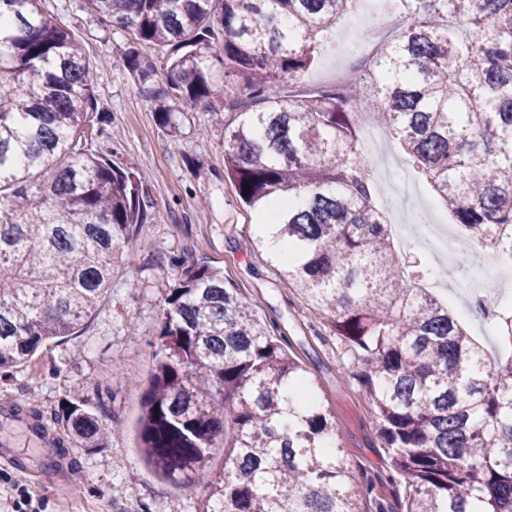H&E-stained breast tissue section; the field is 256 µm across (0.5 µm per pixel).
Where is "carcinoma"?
<instances>
[{"label": "carcinoma", "instance_id": "1", "mask_svg": "<svg viewBox=\"0 0 512 512\" xmlns=\"http://www.w3.org/2000/svg\"><path fill=\"white\" fill-rule=\"evenodd\" d=\"M42 0H0V371L71 335L97 308L137 228L145 176L86 124L96 72ZM358 0H88L128 30L126 68L150 87L148 45L167 47L152 93L164 129L202 106L224 123V174L255 243L354 354L376 428L405 484V512H512V356L489 361L398 254L358 130L378 124L452 222L512 259V0H387L400 25L348 82L298 85ZM224 71V84L212 70ZM249 185L243 194V184ZM138 437L170 480L198 477V512H360L335 424L281 341L208 264L167 288ZM512 346V305L493 314ZM39 442L26 404L7 408ZM67 434L105 448L103 409L75 397ZM224 442V466L207 469Z\"/></svg>", "mask_w": 512, "mask_h": 512}]
</instances>
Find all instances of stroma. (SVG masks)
Segmentation results:
<instances>
[{
  "mask_svg": "<svg viewBox=\"0 0 512 512\" xmlns=\"http://www.w3.org/2000/svg\"><path fill=\"white\" fill-rule=\"evenodd\" d=\"M43 9L72 35L80 53L97 73L94 94L106 113L101 145L116 150L120 162L145 175L148 219L140 225L112 273V286L91 318L70 336L45 344L9 375L0 374V408L25 402L39 408L51 433L57 415L72 395L105 403L110 422L123 436L111 447L74 448L68 465L48 471L26 457L18 423L0 415V512H13L20 495L32 498L34 512H198L201 483H169L153 478L138 448L137 422L148 385L164 317V292L184 267L205 262L223 269L224 279L268 322L272 335L298 364L321 403L332 410L335 439L347 464L372 492H361V512H404L406 490L394 473L377 434L374 410L362 385L352 377V358L318 319L300 293L289 286L265 253L253 245L255 226L233 185L224 177V129L208 112H185L181 133L163 130L150 101L124 65L127 30L101 22L87 0H45ZM399 25L380 0H361L326 37L316 64L302 84H329L337 67L359 57L365 23ZM369 165L384 164L395 186L393 202L408 224L425 229L446 224L431 186L416 178L415 189L401 190L411 174L399 143L383 137ZM483 248L457 249L447 269L432 266L433 294L457 311L471 336L494 358L512 355L503 339L483 320L472 317L463 285L472 278Z\"/></svg>",
  "mask_w": 512,
  "mask_h": 512,
  "instance_id": "obj_1",
  "label": "stroma"
}]
</instances>
